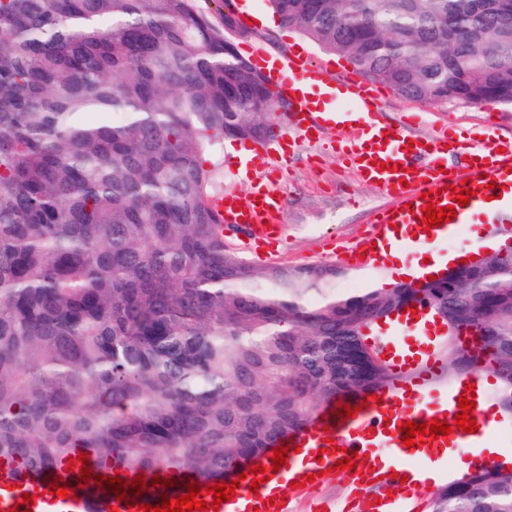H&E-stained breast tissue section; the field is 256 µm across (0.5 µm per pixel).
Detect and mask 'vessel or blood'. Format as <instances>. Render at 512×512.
Here are the masks:
<instances>
[{
	"instance_id": "b4317fda",
	"label": "vessel or blood",
	"mask_w": 512,
	"mask_h": 512,
	"mask_svg": "<svg viewBox=\"0 0 512 512\" xmlns=\"http://www.w3.org/2000/svg\"><path fill=\"white\" fill-rule=\"evenodd\" d=\"M252 63L291 103L286 131L277 150L262 149L248 155L246 163L256 171L257 178L247 197L223 192L211 199L210 206L225 232L240 233L241 249L265 250L267 259L273 262L278 258L274 245L280 237L282 203L274 182L266 175L287 162L293 145L323 129L324 109L308 89L324 84L325 76L298 51L274 62L257 53ZM338 88L339 98L347 106L336 109V124L353 132L346 158L356 175L385 198L384 204L371 212L365 234L339 254L342 264L381 267L379 249L391 241L408 253L438 242L466 248L472 243V233L487 230L504 203L512 201V143L503 147L494 141L466 144L446 135L417 144L407 121L378 120L377 114L382 110L379 94L354 79L339 83ZM452 152L464 157L462 168L449 169L448 155ZM462 182L475 191L464 206L458 205L450 192L451 186ZM427 191L432 194L428 200L423 197ZM429 202L441 208L454 206L455 217L426 231L422 209ZM438 374V361L428 360L426 370L419 376L378 391L375 400L347 420L340 419L333 407L324 408L313 424L286 439L287 463L274 470L267 483L254 491L249 481L238 482L232 501L216 509L211 506L212 495H205V512H288L283 498L292 494V482H305L308 475L336 466L347 449L357 453L356 469L345 473L356 512H416L431 485L427 474L447 450L476 447L494 427L486 413L491 392L484 372L458 378L443 400L433 401L429 398V380ZM469 384L476 395L475 432L457 430L448 438L415 449L404 446L400 424H423L432 419L454 422L459 398ZM329 442L334 445L330 452L325 449ZM80 473V468L62 467L37 475L20 474L14 488L0 489V512H11L27 493L35 497L31 512H137V505L160 504L163 495H185L192 481L191 476L164 470L160 473V486L130 495L125 503L117 502L115 493L105 485L91 480L65 498L49 493L54 481H70ZM388 486L393 487V494H385Z\"/></svg>"
}]
</instances>
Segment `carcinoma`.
Listing matches in <instances>:
<instances>
[{
	"mask_svg": "<svg viewBox=\"0 0 512 512\" xmlns=\"http://www.w3.org/2000/svg\"><path fill=\"white\" fill-rule=\"evenodd\" d=\"M269 2L399 94L512 109V0ZM234 24L199 0H0V460L224 478L393 386L377 321L414 301L448 323L443 378L490 372L512 414V254L341 295L339 266L226 244L217 147L266 141L282 100ZM430 510L512 512V468Z\"/></svg>",
	"mask_w": 512,
	"mask_h": 512,
	"instance_id": "carcinoma-1",
	"label": "carcinoma"
}]
</instances>
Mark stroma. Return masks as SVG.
Masks as SVG:
<instances>
[{
    "instance_id": "stroma-1",
    "label": "stroma",
    "mask_w": 512,
    "mask_h": 512,
    "mask_svg": "<svg viewBox=\"0 0 512 512\" xmlns=\"http://www.w3.org/2000/svg\"><path fill=\"white\" fill-rule=\"evenodd\" d=\"M237 16L234 43L244 56L263 51L282 57L302 51L308 61L329 78L345 80L356 69L348 60L324 51L298 29L273 19L268 0H244ZM416 114L415 133L425 138L450 131L466 141L491 137L512 140V109L429 104L393 90H386L383 116L393 121ZM349 133L333 127L322 129L312 142L297 145L275 178L282 197V235L278 263L286 267L329 263L340 246L361 237L370 211L383 204L375 188L363 183L343 160V145ZM349 497L344 476L336 474L321 484L299 491L289 512H312L314 504L330 502L344 508Z\"/></svg>"
}]
</instances>
